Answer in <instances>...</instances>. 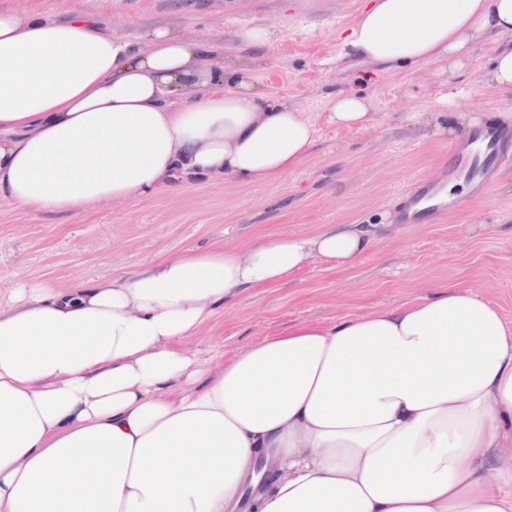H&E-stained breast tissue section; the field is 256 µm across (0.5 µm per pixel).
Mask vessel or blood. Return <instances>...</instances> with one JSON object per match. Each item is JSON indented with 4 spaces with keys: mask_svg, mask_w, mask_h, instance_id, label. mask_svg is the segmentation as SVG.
I'll return each mask as SVG.
<instances>
[{
    "mask_svg": "<svg viewBox=\"0 0 512 512\" xmlns=\"http://www.w3.org/2000/svg\"><path fill=\"white\" fill-rule=\"evenodd\" d=\"M478 148L466 154L452 153L449 176L475 180L489 187L493 184V174L503 158V151L512 142V132L497 124L487 123L474 135ZM410 197L413 206L420 211H432L441 207L444 196L442 189L434 183L421 181L416 183Z\"/></svg>",
    "mask_w": 512,
    "mask_h": 512,
    "instance_id": "b4317fda",
    "label": "vessel or blood"
}]
</instances>
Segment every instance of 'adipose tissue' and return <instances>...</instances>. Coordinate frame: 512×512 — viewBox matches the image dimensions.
Returning a JSON list of instances; mask_svg holds the SVG:
<instances>
[{"label":"adipose tissue","instance_id":"ef3b65f1","mask_svg":"<svg viewBox=\"0 0 512 512\" xmlns=\"http://www.w3.org/2000/svg\"><path fill=\"white\" fill-rule=\"evenodd\" d=\"M512 35V0H371L360 63L458 69ZM165 26L0 13V197L27 214L190 179L261 184L312 154L304 112ZM368 129L369 102L329 101ZM372 224L185 249L66 291L0 293V512H512V325L456 285L278 330L201 367L218 307L312 262L354 266Z\"/></svg>","mask_w":512,"mask_h":512}]
</instances>
